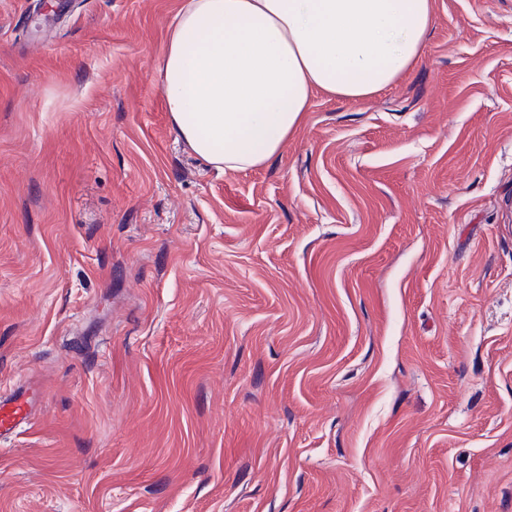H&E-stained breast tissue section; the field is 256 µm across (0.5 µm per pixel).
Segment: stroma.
<instances>
[{
	"label": "stroma",
	"mask_w": 512,
	"mask_h": 512,
	"mask_svg": "<svg viewBox=\"0 0 512 512\" xmlns=\"http://www.w3.org/2000/svg\"><path fill=\"white\" fill-rule=\"evenodd\" d=\"M184 0H0V512H512V0L202 162ZM33 398L28 393L0 400V437L15 432L31 415Z\"/></svg>",
	"instance_id": "obj_1"
}]
</instances>
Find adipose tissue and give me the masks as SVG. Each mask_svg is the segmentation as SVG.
<instances>
[{
    "label": "adipose tissue",
    "mask_w": 512,
    "mask_h": 512,
    "mask_svg": "<svg viewBox=\"0 0 512 512\" xmlns=\"http://www.w3.org/2000/svg\"><path fill=\"white\" fill-rule=\"evenodd\" d=\"M432 19L433 0H187L160 65L171 124L209 165L259 167L314 91L355 102L395 83Z\"/></svg>",
    "instance_id": "obj_1"
}]
</instances>
